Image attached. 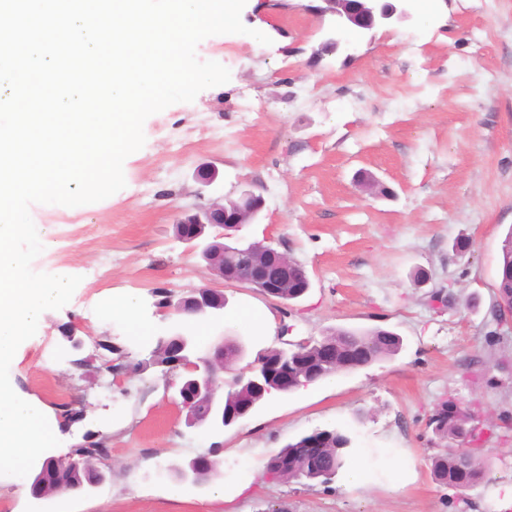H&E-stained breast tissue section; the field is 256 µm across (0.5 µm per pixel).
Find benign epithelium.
Here are the masks:
<instances>
[{"mask_svg":"<svg viewBox=\"0 0 512 512\" xmlns=\"http://www.w3.org/2000/svg\"><path fill=\"white\" fill-rule=\"evenodd\" d=\"M320 13L334 17L332 34L322 47L336 51L341 47L340 34L349 29L371 30L377 26L394 25L412 17L414 0H322ZM218 170L202 167L196 180L201 190H207V203L185 211L176 222V238L193 251H201L210 274L232 283L246 285L267 296L283 288H299L305 295L311 288L307 270L288 253L279 251L271 242L242 241L236 238L242 226L252 223L263 208V198L251 192L242 194L235 205H224V196L214 189ZM214 290L203 286L187 296L171 292L166 310L196 321L215 323L224 318L226 299L213 306L209 297ZM179 345L176 365L184 367L190 378L178 387L182 410L199 404L208 407L206 420H187L190 428L210 427L215 430L235 424L252 412V405H224L226 383L244 386L270 394L272 391L298 389L311 383L301 373L292 370L288 362L277 359L257 361L234 374L224 377V359L214 350L204 349L185 337L180 330L173 332Z\"/></svg>","mask_w":512,"mask_h":512,"instance_id":"obj_1","label":"benign epithelium"}]
</instances>
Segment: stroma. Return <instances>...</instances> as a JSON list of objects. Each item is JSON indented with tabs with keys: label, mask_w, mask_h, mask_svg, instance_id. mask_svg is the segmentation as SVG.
<instances>
[{
	"label": "stroma",
	"mask_w": 512,
	"mask_h": 512,
	"mask_svg": "<svg viewBox=\"0 0 512 512\" xmlns=\"http://www.w3.org/2000/svg\"><path fill=\"white\" fill-rule=\"evenodd\" d=\"M291 2L246 0L243 24L271 45L243 34L198 44V58L227 67L230 81L146 120L144 147L124 162L125 188L93 204L31 206L34 223L54 230L33 270L82 281L65 307L46 312L10 381L49 413L72 401L84 408L83 421L58 429L53 455L89 431L108 437L109 453L104 480L85 491L36 499L28 483L0 476V512H512V436L501 426L512 416V324L495 308L512 228V0H433L409 22L346 32L328 55L317 49L331 17L315 12L316 0ZM206 165L225 198L263 197L239 236L269 239L301 263L312 282L303 298L285 304L212 278L175 238L180 213L201 203L194 174ZM363 171L389 195L366 191ZM202 286L223 291L227 312L269 310L291 341L381 327L403 347L221 432L187 428L156 368L96 379L76 367L97 357L105 336L145 358L153 336L180 323L157 308L155 289ZM129 295L147 335L110 313ZM228 336L245 341L249 363L278 343L229 320L208 326L203 343ZM447 400L474 408L486 448L483 479L463 490L431 473L448 443L427 422ZM333 428L367 461L364 485L343 474L327 486L262 475L288 443ZM213 447L217 478L179 480L178 469ZM249 475L247 494L215 499Z\"/></svg>",
	"instance_id": "obj_1"
}]
</instances>
